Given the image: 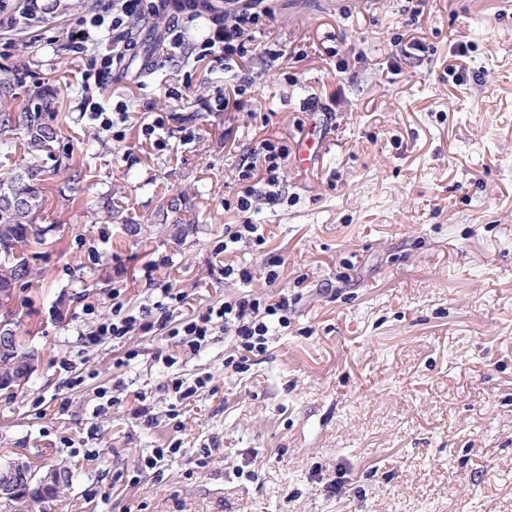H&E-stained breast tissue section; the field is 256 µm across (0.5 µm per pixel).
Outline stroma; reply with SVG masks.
<instances>
[{
  "label": "stroma",
  "mask_w": 512,
  "mask_h": 512,
  "mask_svg": "<svg viewBox=\"0 0 512 512\" xmlns=\"http://www.w3.org/2000/svg\"><path fill=\"white\" fill-rule=\"evenodd\" d=\"M41 3V23L0 26V66L67 92L58 120L86 178L75 199L51 196V242L15 290L39 361L26 391L0 393V458L71 463L48 512H512V0H260L253 43L280 57L240 61L261 75L253 94L216 111L223 70L162 47L146 77L131 74L137 56L115 68L102 102L128 110L108 130L80 118L83 66L63 49L90 7ZM314 125L311 169H287L285 202L246 216L283 259L279 280L224 282L223 264L259 270L267 254L214 252L246 218L239 154L296 147ZM175 189L198 216L180 245L159 215ZM107 195L145 242L121 236L98 206ZM156 281L188 293L177 320L284 289L290 324L242 374L225 367L237 350L221 334L170 368L155 359L162 330L84 343L113 289L135 310ZM206 375L173 416L170 379ZM138 392L152 421L132 413ZM61 398L64 413L39 415ZM175 442L183 453L145 468Z\"/></svg>",
  "instance_id": "obj_1"
}]
</instances>
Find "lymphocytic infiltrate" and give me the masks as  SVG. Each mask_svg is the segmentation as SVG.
Returning a JSON list of instances; mask_svg holds the SVG:
<instances>
[{
  "mask_svg": "<svg viewBox=\"0 0 512 512\" xmlns=\"http://www.w3.org/2000/svg\"><path fill=\"white\" fill-rule=\"evenodd\" d=\"M144 0H104L100 12L82 19L79 26L67 32L66 51L84 57L83 81L103 86L111 75L114 63L123 57L113 47L112 34L125 30L130 20L143 14ZM265 12L242 9L227 16L214 19L210 36L201 45V57L224 71H232L235 59L245 58L249 52L252 34L263 25ZM290 152L281 142L266 140L260 143L252 155L241 158L238 178L244 186L237 198L238 211L246 213L253 207L258 194L250 180L255 169H262L268 190L264 196L267 203L278 204L281 195L277 188L285 177ZM112 313L101 317L96 327L84 335L85 342L96 344L105 339H122L136 332H148L155 328L166 330L175 344L199 352L216 332L231 336L240 351L239 359H226V366L240 370L242 362L249 357L264 354L267 337L272 330L288 327L291 307L287 294L277 298L256 297L246 294L228 299L218 305L207 307L187 320L172 321L171 314L182 307L187 299L184 291L171 283L156 286L151 303L141 305L138 310L127 309L121 299L120 289L112 291Z\"/></svg>",
  "mask_w": 512,
  "mask_h": 512,
  "instance_id": "f902f5d3",
  "label": "lymphocytic infiltrate"
}]
</instances>
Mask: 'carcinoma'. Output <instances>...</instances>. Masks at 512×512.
<instances>
[{"instance_id": "carcinoma-1", "label": "carcinoma", "mask_w": 512, "mask_h": 512, "mask_svg": "<svg viewBox=\"0 0 512 512\" xmlns=\"http://www.w3.org/2000/svg\"><path fill=\"white\" fill-rule=\"evenodd\" d=\"M29 75L18 68L0 67V154L9 157L23 149L27 164L0 173V288L15 289L30 282L36 247L45 244L53 225L38 223V215L49 200L51 188L47 176L56 174L60 162L61 126L57 108L61 89L27 81ZM31 89L23 104L13 107L12 100L22 89ZM53 162V168L44 166ZM186 194L173 197L163 213V221L184 234L194 223L186 220ZM57 497V491L45 489L32 498L24 512H44L45 504Z\"/></svg>"}]
</instances>
